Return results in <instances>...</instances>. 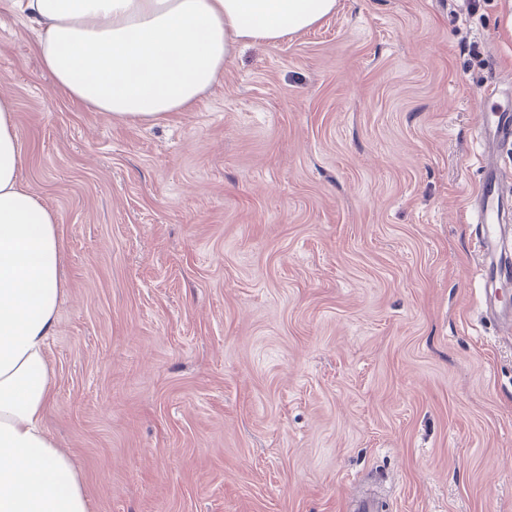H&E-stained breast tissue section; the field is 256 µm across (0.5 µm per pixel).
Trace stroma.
I'll list each match as a JSON object with an SVG mask.
<instances>
[{
	"mask_svg": "<svg viewBox=\"0 0 512 512\" xmlns=\"http://www.w3.org/2000/svg\"><path fill=\"white\" fill-rule=\"evenodd\" d=\"M0 0L21 175L58 216L44 426L90 512H512V336L466 202L512 0H337L188 112L57 91Z\"/></svg>",
	"mask_w": 512,
	"mask_h": 512,
	"instance_id": "stroma-1",
	"label": "stroma"
}]
</instances>
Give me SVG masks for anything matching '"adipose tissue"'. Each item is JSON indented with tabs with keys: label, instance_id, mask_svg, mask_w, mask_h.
<instances>
[{
	"label": "adipose tissue",
	"instance_id": "adipose-tissue-1",
	"mask_svg": "<svg viewBox=\"0 0 512 512\" xmlns=\"http://www.w3.org/2000/svg\"><path fill=\"white\" fill-rule=\"evenodd\" d=\"M69 98L117 122L194 106L236 44L309 29L336 0H9ZM14 103L0 97V512H89L79 472L42 425L46 345L64 294L54 210L21 178Z\"/></svg>",
	"mask_w": 512,
	"mask_h": 512
}]
</instances>
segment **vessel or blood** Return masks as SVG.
Masks as SVG:
<instances>
[{"mask_svg": "<svg viewBox=\"0 0 512 512\" xmlns=\"http://www.w3.org/2000/svg\"><path fill=\"white\" fill-rule=\"evenodd\" d=\"M479 156L480 179L469 199L467 220L476 224V237L482 256L481 277L485 284L482 303L487 313L500 324L503 334L512 335V308L500 306L490 281L512 274V265L506 261L512 250V240L503 231L502 216L512 198L504 190L507 180L497 161L499 149L512 144V102L502 98L498 86H489L481 97Z\"/></svg>", "mask_w": 512, "mask_h": 512, "instance_id": "vessel-or-blood-1", "label": "vessel or blood"}]
</instances>
